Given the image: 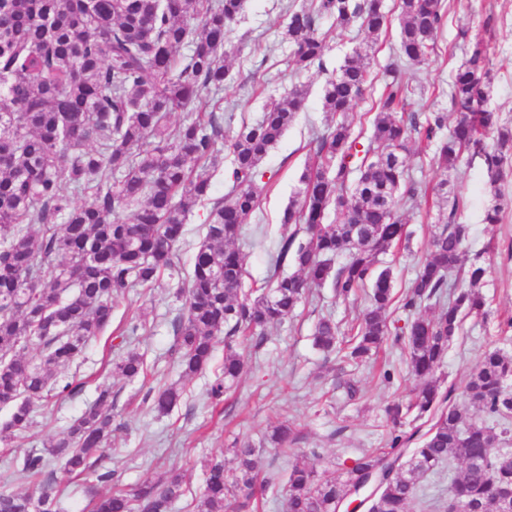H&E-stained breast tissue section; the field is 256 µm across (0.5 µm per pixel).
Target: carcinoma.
<instances>
[{"label": "carcinoma", "mask_w": 512, "mask_h": 512, "mask_svg": "<svg viewBox=\"0 0 512 512\" xmlns=\"http://www.w3.org/2000/svg\"><path fill=\"white\" fill-rule=\"evenodd\" d=\"M244 2L0 0V407L11 409L0 441L31 424L35 402L46 406L81 390V383L58 374L111 326L127 289L151 288L173 266L188 215L210 197L209 165L223 145L232 156L224 169L227 192L206 212L204 238L176 291L182 312L173 331L183 376L207 367L224 338V379L210 389L219 403L246 368L239 338L262 347L266 328L287 319L313 285L328 282L344 300L369 287L370 305L346 344L337 345L336 322L324 316L313 345L358 367L391 339L407 351L416 386L407 401L388 406L384 446L342 464L338 478H320L321 457L314 451L304 463L293 461L284 484L286 512H337L353 488L397 460L399 468L371 512H409L420 484L452 460L463 469L450 485L448 502L463 504L467 512H500L512 503V462L498 457L508 430L463 426L461 401L498 421L512 418V354L486 351L460 395L435 379L448 342L465 317L484 306L475 287L487 273L474 264L468 287L449 282L466 226L456 223L460 198L448 196V181L439 187L438 230L403 298L394 291L391 270L377 266L378 254L405 237L401 202L429 197L428 187L406 180L410 144L434 146L437 167L447 173L465 151L478 148V134L493 133V147L478 148L492 186L512 157V126L487 107V48L475 43L452 76V129H446L444 112H407L413 89L406 69L433 52L448 7L444 0H401V53L386 65L367 143L344 120L316 137L314 163L283 213L272 284L247 290L244 258L234 243L264 190L262 163L309 90L294 87L270 101L260 119L223 140L224 117L210 109L209 94L224 88L226 31ZM284 10L295 70L324 72V111H351L372 84L364 60L387 27L384 0H310ZM323 19L363 35L362 45L332 71L324 62ZM184 45L190 52L178 54ZM173 112L185 113L174 127L168 123ZM66 185L90 202L75 204L64 193ZM505 206L493 193L484 222L500 223ZM130 209L131 218H120ZM331 210L335 223L326 224ZM342 255L346 260L335 264ZM289 265L296 271L281 273ZM444 297L448 304L438 314L421 313ZM398 301L407 317L392 328L385 313ZM29 343L41 346L37 362L26 357ZM144 374L135 349L112 361L114 377L132 381ZM146 399L167 413L180 390H151ZM111 410L112 389L104 388L61 438L49 440L40 455H25L19 473L47 483L49 462L59 456L69 473L94 468L97 454L112 442ZM299 440L287 423L270 434L281 456H291ZM231 452L233 466L223 457L204 466L197 512L256 507L255 449L243 445ZM182 495L181 477L174 473L132 491L116 488L98 499L94 512H169ZM0 512H57L56 498L45 490L0 493Z\"/></svg>", "instance_id": "cac0c4a2"}]
</instances>
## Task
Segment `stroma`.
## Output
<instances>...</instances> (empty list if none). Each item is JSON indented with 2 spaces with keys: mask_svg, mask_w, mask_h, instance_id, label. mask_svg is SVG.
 Instances as JSON below:
<instances>
[{
  "mask_svg": "<svg viewBox=\"0 0 512 512\" xmlns=\"http://www.w3.org/2000/svg\"><path fill=\"white\" fill-rule=\"evenodd\" d=\"M447 4V22L438 33L435 52L410 72L412 84L422 89L421 96L412 99V111H449L448 82L469 53L468 46L457 38V28L468 25L472 36L480 38L489 24L494 29L488 52L495 83L488 107L512 124V0H447ZM385 5L389 27L368 59V69L377 81L400 53V0H385ZM287 23L282 0H246L244 13L226 34L231 57L219 94L225 137H232L242 123L259 119L269 100L286 96L293 85L303 84L309 89L295 122L262 164L270 182L236 241L244 257L245 285L249 288L265 286L272 276L268 253L280 235L283 212L313 155L310 143L336 122L322 109L323 74L315 69L298 73L289 64L293 47L284 37ZM449 186L462 200L460 221L468 228L463 262H477L488 269L480 288L484 315L465 319L436 372L445 384L460 389L487 349L497 347L512 353V334L506 331V321L512 317V209L503 214L500 224L484 223L490 186L480 158L471 153H464ZM401 214L407 224V239L379 257L381 266L392 268L394 288L399 293L409 289L415 267L438 227V203L432 199L414 209L406 206ZM204 235L198 213H191L173 268L155 287L129 289L116 309L119 320L132 313L147 315V327L139 331L134 343L145 358V377L128 382L110 376L109 362L124 349L110 335L94 338L84 357L65 371L66 376L83 382L82 392L38 408L29 428L15 436L16 452L0 450V491L31 492L29 480L17 474V454L41 453L47 440L61 436L96 398L98 387L107 385L112 388L115 424L111 454L98 470L79 476L65 473L61 460L50 463L63 512H93L96 496L111 492L113 486L130 489L162 479L173 469L183 475L185 488L173 512H197L203 461L227 454L245 441L255 448L262 476L272 479L257 494L261 503L258 512H283V481L289 462L267 440L274 426L284 421L293 423L301 433L299 458L313 451L320 454L318 471L324 478L337 477L340 463L351 461L361 449L382 446L387 406L407 399L416 384L405 352L400 345L386 343L382 356L394 374L392 383L387 384L376 368H352L326 356L313 344L315 324L325 315L333 316L342 335H349L368 304L367 292L345 302L335 298L331 286L312 289L309 298L283 324L267 328L260 349L245 346L248 368L221 404L212 403L208 389L223 376V349H216L202 374L183 377L172 333V322L181 309L174 292L190 271ZM351 382L357 388L353 395L347 390ZM172 384L180 389L181 398L169 414H158L145 396L149 390ZM101 470L114 471L115 482L99 481L97 473Z\"/></svg>",
  "mask_w": 512,
  "mask_h": 512,
  "instance_id": "35a3bbf8",
  "label": "stroma"
}]
</instances>
